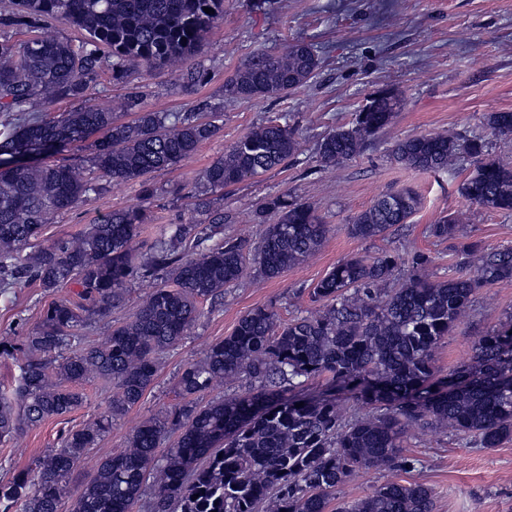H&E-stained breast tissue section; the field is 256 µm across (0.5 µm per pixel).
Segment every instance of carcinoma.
<instances>
[{
  "instance_id": "cac0c4a2",
  "label": "carcinoma",
  "mask_w": 512,
  "mask_h": 512,
  "mask_svg": "<svg viewBox=\"0 0 512 512\" xmlns=\"http://www.w3.org/2000/svg\"><path fill=\"white\" fill-rule=\"evenodd\" d=\"M9 23L36 26L64 16L85 31L79 47L53 37L24 43L0 41V157H20L38 144L53 152L90 150L87 165L14 166L0 162V287L35 284L53 295L40 322L13 344L0 338V353L19 351L15 387L0 391V440L62 417L82 394L62 382L97 377L115 390L101 419L68 431L54 451L40 457L8 490L0 512H133L153 478V512H434L430 488L387 480L351 501L338 490L369 470L410 469L401 455L413 430L471 437L496 448L512 437V314L478 337L471 360L440 376L434 353L472 309L476 292L512 280V248L478 242L453 248L456 273L442 281L427 274L429 257L382 252L338 262L310 290L319 308L288 322L273 307L242 315L233 332L210 344L201 360L177 376L181 399L169 412L141 422L125 450L105 458L96 475L74 491L76 463L95 447L112 422L137 405L153 386L159 360L203 315L252 270L273 279L306 262L323 246L331 225L319 209L286 194L266 198L257 212L267 225L253 252L243 241L224 240V209L209 194L262 175L302 152L296 128L283 117L258 124L202 174L191 194L205 222L174 224L136 260L134 242L151 222L156 189L152 172L174 167L215 136L214 121L198 113L152 112L140 97L118 122L109 105L89 96V83L112 55L118 80L131 64L167 67L195 82L189 60L205 47L224 14V0H14ZM213 9L207 14L204 8ZM319 66L313 45L296 40L282 51H261L225 83L241 99H278L304 87ZM78 102L61 118L33 113L36 101ZM403 106L402 96L381 92L353 120L316 143L317 162L331 167L364 154ZM486 125L512 135V112H492ZM397 163L425 171H460L472 165L459 194L480 208L512 213V162L492 155L477 136L431 133L395 143ZM135 183L141 202L117 210L77 236L38 243L43 225L98 193L103 181ZM421 205L410 188L381 194L348 225L363 240L385 237L409 223ZM458 214L439 217L430 233L454 242ZM409 270L398 288L390 281ZM137 275L154 282L133 316L104 343L65 353L86 323L112 315ZM76 284L79 301L62 294ZM326 386L308 391L310 381ZM217 381H238L242 391L205 405L195 395ZM367 409L350 418L347 402ZM303 406L296 407V404ZM178 434L166 455L158 450Z\"/></svg>"
}]
</instances>
